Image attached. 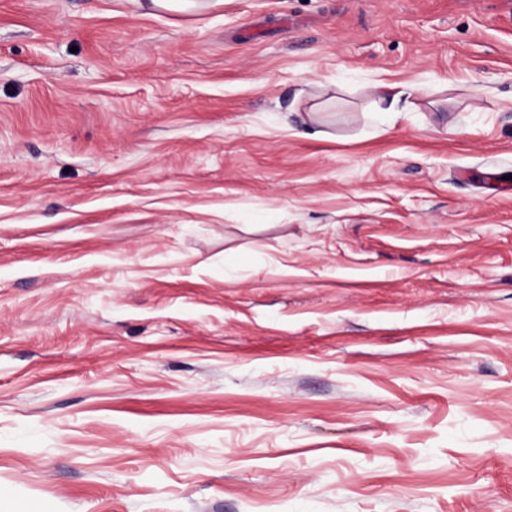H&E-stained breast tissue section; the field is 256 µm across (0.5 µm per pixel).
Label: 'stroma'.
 <instances>
[{"mask_svg": "<svg viewBox=\"0 0 512 512\" xmlns=\"http://www.w3.org/2000/svg\"><path fill=\"white\" fill-rule=\"evenodd\" d=\"M512 0H0V512H512Z\"/></svg>", "mask_w": 512, "mask_h": 512, "instance_id": "stroma-1", "label": "stroma"}]
</instances>
